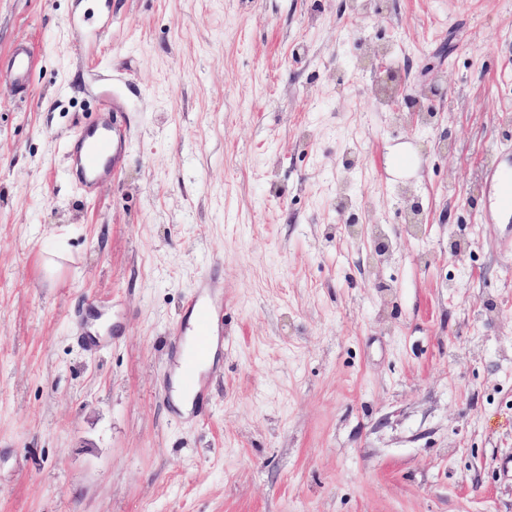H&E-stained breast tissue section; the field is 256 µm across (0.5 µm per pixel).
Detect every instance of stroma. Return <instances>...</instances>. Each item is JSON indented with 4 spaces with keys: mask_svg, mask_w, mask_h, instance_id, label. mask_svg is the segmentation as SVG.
I'll return each instance as SVG.
<instances>
[{
    "mask_svg": "<svg viewBox=\"0 0 512 512\" xmlns=\"http://www.w3.org/2000/svg\"><path fill=\"white\" fill-rule=\"evenodd\" d=\"M363 41L406 94L435 62L438 125ZM103 99L128 152L90 199L67 144ZM509 124L512 0H0V512H512ZM215 266L180 419L168 344ZM356 59L360 69H371L377 76V85L390 93V100L395 101L401 86L398 72L386 66L387 50L384 46L360 42ZM33 65V56L25 45L16 46L10 55L9 66L12 75L18 82H23ZM440 75L438 73H434L431 75L428 83L423 85L419 90H417L414 94H407L404 96L406 100V105L408 109L410 110L408 114L410 115L411 119L413 115L418 116V121L422 125L431 126L435 123L437 112H426V113H420L416 111V106L419 103L420 97H431V96H438L443 94L444 88L441 84ZM484 176L491 189L488 215L512 222V163L486 169ZM215 286V277L212 273L204 274L197 282L196 291L188 299L187 305L190 314H193L192 331L195 340L189 350L192 363L188 364L181 375V367L172 376L173 399L175 405L184 413H189L194 404V396L186 394L183 388L195 395L197 399L204 395L206 376L198 373L197 363L205 360L214 346L218 345V336L224 335V324L215 322V310L210 298ZM217 336V339H216Z\"/></svg>",
    "mask_w": 512,
    "mask_h": 512,
    "instance_id": "35a3bbf8",
    "label": "stroma"
}]
</instances>
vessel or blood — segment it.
I'll list each match as a JSON object with an SVG mask.
<instances>
[{
    "instance_id": "b4317fda",
    "label": "vessel or blood",
    "mask_w": 512,
    "mask_h": 512,
    "mask_svg": "<svg viewBox=\"0 0 512 512\" xmlns=\"http://www.w3.org/2000/svg\"><path fill=\"white\" fill-rule=\"evenodd\" d=\"M33 65V56L27 46H16L10 55L9 66L17 81H24ZM126 149V138L111 119L110 103H103L98 122L80 131L69 148L71 159L68 176L73 177L87 196H94L98 184L112 176L117 169V162ZM484 176L491 189L489 216L501 221L512 222V163L485 170ZM215 286L213 274H204L196 284L195 292L187 305L193 316L191 326H178L177 336L194 333L195 340L189 350L191 358L181 375L183 388L203 397L206 383L205 376L197 370L198 362L207 358L217 343L218 336L224 332L222 325L215 322V310L210 298Z\"/></svg>"
}]
</instances>
